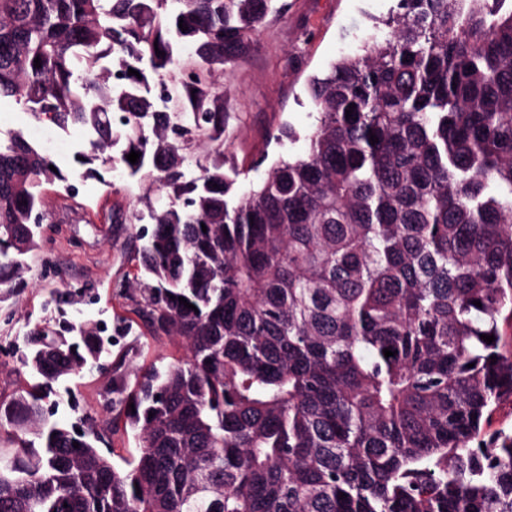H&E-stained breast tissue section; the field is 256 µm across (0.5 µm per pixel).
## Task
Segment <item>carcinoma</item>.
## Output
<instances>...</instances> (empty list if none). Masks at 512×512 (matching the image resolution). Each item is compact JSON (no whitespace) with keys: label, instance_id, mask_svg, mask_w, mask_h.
<instances>
[{"label":"carcinoma","instance_id":"carcinoma-1","mask_svg":"<svg viewBox=\"0 0 512 512\" xmlns=\"http://www.w3.org/2000/svg\"><path fill=\"white\" fill-rule=\"evenodd\" d=\"M505 3L397 0L358 53L309 79L306 153L240 194L208 77L253 48L277 0H0V101L83 129V175L145 170L169 197L152 229L131 227L137 272L119 292L185 344L131 390L113 358L105 408L139 441L119 470L92 428L44 413L98 366V326L29 329L36 382L0 402V512H512V431L492 428L512 406ZM174 39L198 61L181 77ZM203 141L214 157L187 181ZM52 165L23 130L0 131L5 295L43 240L44 185L69 184Z\"/></svg>","mask_w":512,"mask_h":512}]
</instances>
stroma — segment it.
I'll return each instance as SVG.
<instances>
[{
	"label": "stroma",
	"instance_id": "obj_1",
	"mask_svg": "<svg viewBox=\"0 0 512 512\" xmlns=\"http://www.w3.org/2000/svg\"><path fill=\"white\" fill-rule=\"evenodd\" d=\"M283 13L269 16L254 48L234 64L216 70L213 82L224 90V158L239 170L238 186L247 190L260 181L266 166L287 153L301 154L315 116L307 83L344 55L355 54L374 20L385 18L396 0H283ZM300 138L286 146L276 143L282 127ZM25 128L39 144L56 140L65 147L55 162L70 173L69 184L44 189L49 230L30 260L25 282L7 301H0V400L10 401L30 388L34 378L23 360L29 353L27 329L51 321L79 320L108 324L115 348L126 350L132 367L174 362L184 348L178 340L151 335L120 296L117 286L136 265L129 241L130 217L150 226V208L167 204L164 192L150 189L145 178L102 170L100 177L79 178L74 157L87 142L80 131H62L33 121L20 105L0 103V128ZM123 215L124 223L113 220ZM68 282L71 301L55 304L53 291ZM112 371L111 356H102L94 370L61 382L56 421L75 423L84 415L104 440L112 438L115 412L105 410Z\"/></svg>",
	"mask_w": 512,
	"mask_h": 512
}]
</instances>
